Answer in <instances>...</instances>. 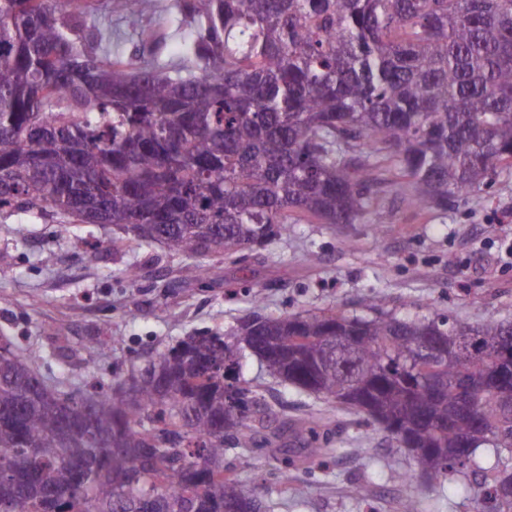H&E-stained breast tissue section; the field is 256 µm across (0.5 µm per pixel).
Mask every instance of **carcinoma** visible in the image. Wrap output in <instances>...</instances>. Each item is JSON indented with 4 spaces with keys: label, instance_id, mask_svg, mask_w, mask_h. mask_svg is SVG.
<instances>
[{
    "label": "carcinoma",
    "instance_id": "1",
    "mask_svg": "<svg viewBox=\"0 0 512 512\" xmlns=\"http://www.w3.org/2000/svg\"><path fill=\"white\" fill-rule=\"evenodd\" d=\"M71 2L0 0V217L233 256L304 221L356 223L383 160L403 201L432 209L512 165V0H169L168 59L147 0H123L113 35L109 6L59 14ZM367 307L255 313L79 395L1 343L0 512H263L224 444L246 458L290 431L310 460L334 449L313 416L271 428L237 370L247 348L268 377L408 440L407 487L467 470L475 512H512V394L487 393L512 323ZM427 336L452 357L413 384Z\"/></svg>",
    "mask_w": 512,
    "mask_h": 512
}]
</instances>
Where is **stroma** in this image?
Listing matches in <instances>:
<instances>
[{
    "label": "stroma",
    "mask_w": 512,
    "mask_h": 512,
    "mask_svg": "<svg viewBox=\"0 0 512 512\" xmlns=\"http://www.w3.org/2000/svg\"><path fill=\"white\" fill-rule=\"evenodd\" d=\"M378 204L392 220L386 235L368 218L298 224L262 252L200 259L196 280L182 275L188 257L157 243L129 246L110 225L79 224L68 238L51 221L0 220V340L21 354L38 352L39 376L79 391L100 377L125 380L184 336L234 326L257 304L274 315L355 314L358 299L373 296L400 316L423 303L473 326L490 317L512 323V166L444 210L407 205L390 191ZM239 372L260 382L277 416L327 413L325 404L262 379L253 355ZM331 415V437L342 448L319 463L277 442L243 460L227 453L224 464L267 512H397L410 454L377 425L371 439L359 440L357 416ZM468 482L460 473L441 488L420 484L421 512H470L461 492Z\"/></svg>",
    "instance_id": "1"
}]
</instances>
